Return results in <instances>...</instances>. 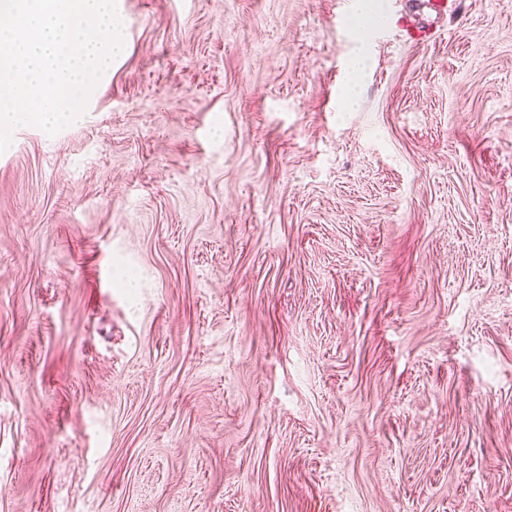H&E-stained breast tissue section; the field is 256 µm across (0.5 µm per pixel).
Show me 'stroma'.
Wrapping results in <instances>:
<instances>
[{
	"label": "stroma",
	"mask_w": 512,
	"mask_h": 512,
	"mask_svg": "<svg viewBox=\"0 0 512 512\" xmlns=\"http://www.w3.org/2000/svg\"><path fill=\"white\" fill-rule=\"evenodd\" d=\"M338 2L116 0L14 131L0 512H512V0Z\"/></svg>",
	"instance_id": "1"
}]
</instances>
